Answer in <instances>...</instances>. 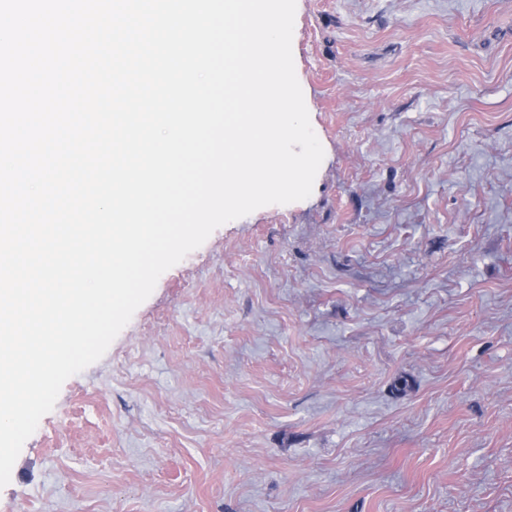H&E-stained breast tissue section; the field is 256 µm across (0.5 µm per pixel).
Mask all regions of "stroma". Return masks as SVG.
Returning a JSON list of instances; mask_svg holds the SVG:
<instances>
[{
	"instance_id": "stroma-1",
	"label": "stroma",
	"mask_w": 512,
	"mask_h": 512,
	"mask_svg": "<svg viewBox=\"0 0 512 512\" xmlns=\"http://www.w3.org/2000/svg\"><path fill=\"white\" fill-rule=\"evenodd\" d=\"M325 156L63 385L0 512H512V0H297Z\"/></svg>"
}]
</instances>
